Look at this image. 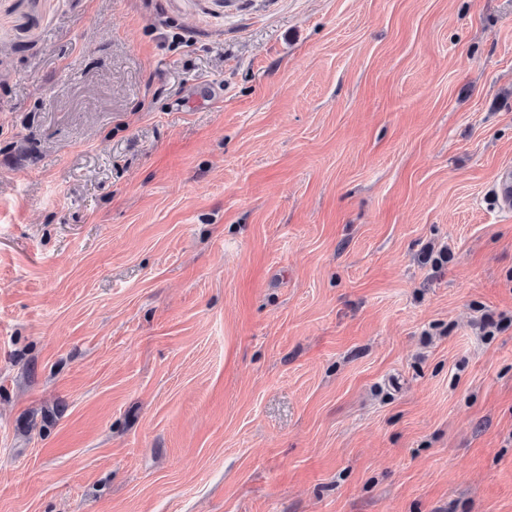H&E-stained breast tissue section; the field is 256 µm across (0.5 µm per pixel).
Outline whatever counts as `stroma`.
Listing matches in <instances>:
<instances>
[{
  "mask_svg": "<svg viewBox=\"0 0 512 512\" xmlns=\"http://www.w3.org/2000/svg\"><path fill=\"white\" fill-rule=\"evenodd\" d=\"M512 0H0V512H512ZM492 195L499 209L511 210L512 208V169L505 168L496 179Z\"/></svg>",
  "mask_w": 512,
  "mask_h": 512,
  "instance_id": "1",
  "label": "stroma"
}]
</instances>
